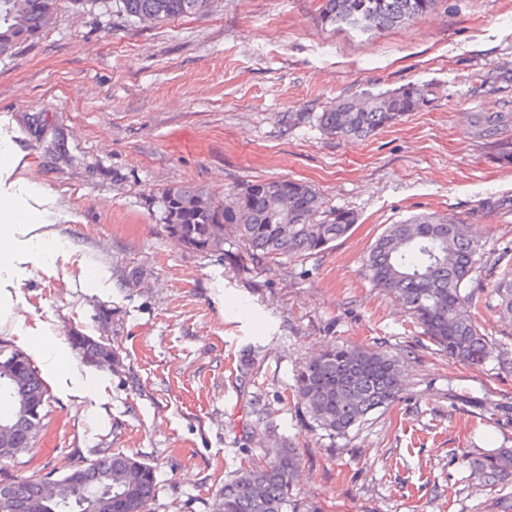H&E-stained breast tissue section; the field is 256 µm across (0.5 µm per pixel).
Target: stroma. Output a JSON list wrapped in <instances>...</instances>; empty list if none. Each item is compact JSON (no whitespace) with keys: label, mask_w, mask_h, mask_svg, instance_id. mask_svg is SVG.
<instances>
[{"label":"stroma","mask_w":512,"mask_h":512,"mask_svg":"<svg viewBox=\"0 0 512 512\" xmlns=\"http://www.w3.org/2000/svg\"><path fill=\"white\" fill-rule=\"evenodd\" d=\"M321 0H214L209 12L143 25L113 0L76 11L0 57V193L41 188L46 224L0 222V343L48 386L42 429L0 483L136 455L157 478L150 512H216L241 463L296 449L293 494L324 512H512V483L482 486L466 460L512 448V326L475 294L493 342L478 368L449 360L373 288L362 256L388 225L472 216L512 263V215L479 201L512 194V130L472 134L470 112H512V0H437L402 28L358 36L322 25ZM429 101L363 143L327 136L330 102L406 83ZM289 112L308 118L293 127ZM290 179L357 215L319 253L252 263L228 239L188 248L158 198L189 185L221 202L249 182ZM110 311L101 320V311ZM111 342L92 366L72 333ZM405 360L399 399L345 436L310 424L296 371L326 345Z\"/></svg>","instance_id":"35a3bbf8"}]
</instances>
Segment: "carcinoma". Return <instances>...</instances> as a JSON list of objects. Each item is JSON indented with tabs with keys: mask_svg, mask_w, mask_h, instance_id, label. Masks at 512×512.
<instances>
[{
	"mask_svg": "<svg viewBox=\"0 0 512 512\" xmlns=\"http://www.w3.org/2000/svg\"><path fill=\"white\" fill-rule=\"evenodd\" d=\"M436 0H322L323 25L357 34L402 27L429 12ZM212 0H118L120 11L137 22L157 23L205 13ZM60 0H0V57L51 26ZM428 103V89L407 84L389 93L363 94L336 102L318 116L324 132L337 139L364 141L397 124ZM468 123L479 138H494L512 127V112H470ZM488 215L512 214V196L488 197L478 205ZM161 223L187 247L218 251L224 235L243 246L256 264L281 262L326 250L356 222L353 213L326 205L311 186L288 179L256 181L229 203L212 201L192 186L174 185L161 195ZM368 280L389 295L422 329L429 342L448 358L479 366L493 353L473 312L470 285L482 271L498 272L488 282L493 309L512 323V267L499 271V260L485 254L472 236L470 217L421 215L389 225L364 258ZM112 343L90 336L73 348L94 365L109 354ZM14 357L22 368L0 370V461L27 451L41 421L23 410V401L43 406L47 387L33 361L20 350L0 346V359ZM404 362L381 350L332 345L298 372L296 393L310 420L332 435L344 436L368 414L390 406L398 397ZM269 465L242 464L219 491L223 512H322L292 497L299 457L292 448H270ZM477 479L495 487L512 481V448H499L469 462ZM79 484L70 473L56 477L57 497L45 502L42 483L51 474L20 477L0 484V512H147L156 487L155 469L135 455L113 454L76 464ZM120 500V507L109 504Z\"/></svg>",
	"mask_w": 512,
	"mask_h": 512,
	"instance_id": "carcinoma-1",
	"label": "carcinoma"
}]
</instances>
